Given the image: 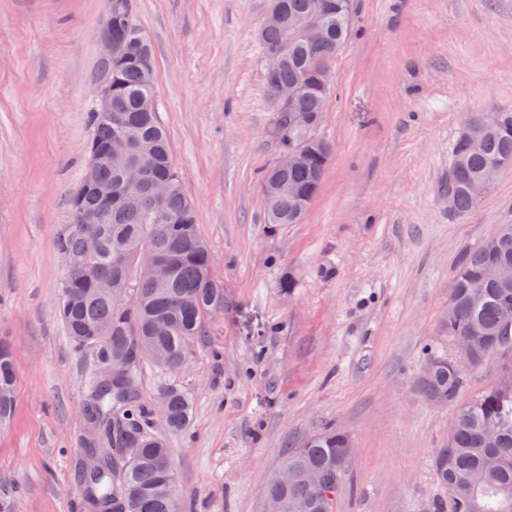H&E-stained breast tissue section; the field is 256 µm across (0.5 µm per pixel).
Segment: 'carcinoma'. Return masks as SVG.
Here are the masks:
<instances>
[{
  "instance_id": "obj_1",
  "label": "carcinoma",
  "mask_w": 512,
  "mask_h": 512,
  "mask_svg": "<svg viewBox=\"0 0 512 512\" xmlns=\"http://www.w3.org/2000/svg\"><path fill=\"white\" fill-rule=\"evenodd\" d=\"M284 21L260 35L263 53L280 51L278 63L265 69L266 87L295 85L297 103L311 124L288 125V113L277 114L284 130L283 149L300 150L299 162L279 174L312 197L326 172L332 150L310 143L319 124L320 90L329 86L338 49L351 31L352 0H272ZM317 19L321 41L309 45L297 38L289 23ZM112 39L123 43L125 54L107 60L101 56L93 79L112 63V109L119 122L108 123L90 110L93 135L87 150L112 145V160L100 161L98 179L117 183L123 166L147 167L139 195L112 203L99 224L82 223L83 213L98 207L95 195L78 187L70 198L74 224L58 241L68 268L57 304L74 353L91 351L96 360L106 357L127 362L126 372L109 380L94 375L85 410L94 426L87 452L100 462L97 473L81 478L79 491L94 512H187L175 490L171 451L165 438L149 424L158 405L169 415L167 430L188 429L193 411L189 393L175 383L159 389L155 402L142 401L141 375L151 364L167 373L180 371L203 338L212 320L224 315V284L208 265L210 249L202 237L196 212L185 196L183 178L175 167L166 129L159 113L144 108L155 96V67L149 37L135 20L112 28ZM479 141L480 149L472 146ZM512 170V112H472L453 142L448 165V193L454 214L462 216L477 203L471 183L485 177L494 165ZM166 180L169 191L162 201L151 192L154 182ZM271 176L262 178L261 190L269 224H300L305 211L283 191L270 198ZM501 242L495 251L478 245L459 263L451 301L454 315L448 335L463 340L501 335V311L512 304V287L505 288L486 276L494 264L512 263V224L499 226ZM94 233L99 249L88 252L86 235ZM154 255L171 267V277L158 282L142 270V259ZM442 364L418 386L426 398L452 405L464 384L453 367ZM16 372L9 344L0 339V422L12 410ZM454 434L448 446L436 451L432 467L438 483L448 492L449 506L437 502L434 512H512V386L491 383L473 402L456 409ZM344 435L334 430L315 434L288 449L284 463L293 477L282 484L272 481L268 496L283 512H335L336 494L348 458ZM318 469L338 474L330 490L310 486L306 472Z\"/></svg>"
}]
</instances>
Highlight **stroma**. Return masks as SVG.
I'll list each match as a JSON object with an SVG mask.
<instances>
[{"label":"stroma","mask_w":512,"mask_h":512,"mask_svg":"<svg viewBox=\"0 0 512 512\" xmlns=\"http://www.w3.org/2000/svg\"><path fill=\"white\" fill-rule=\"evenodd\" d=\"M316 137L332 147L300 224L265 222L281 150L259 29L270 0H134L155 59L172 158L224 283V313L176 375L147 366L145 401L194 399L171 436L192 512H268L286 451L328 428L353 446L336 512H433L430 463L456 405L417 389L450 358L459 261L512 224V170L466 215L448 210L451 145L468 113L512 111V0H353ZM107 0H0V337L18 381L0 427V498L83 512L81 416L94 370L56 315L57 243L87 161ZM292 278L285 291L281 282Z\"/></svg>","instance_id":"1"}]
</instances>
